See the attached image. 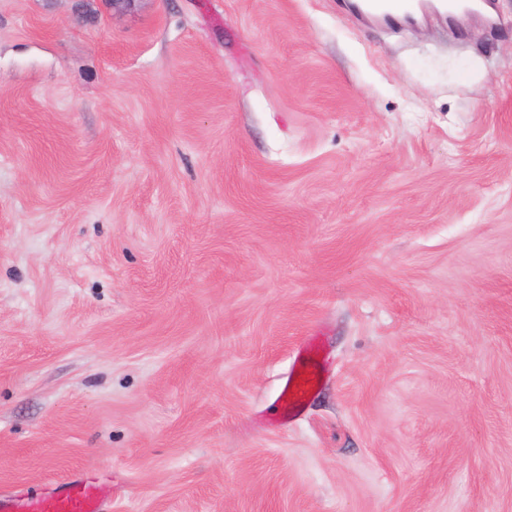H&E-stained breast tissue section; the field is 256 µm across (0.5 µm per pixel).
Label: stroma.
Returning <instances> with one entry per match:
<instances>
[{
  "mask_svg": "<svg viewBox=\"0 0 512 512\" xmlns=\"http://www.w3.org/2000/svg\"><path fill=\"white\" fill-rule=\"evenodd\" d=\"M350 3L0 0V494L512 512V0ZM414 0H363L361 11L373 17H381L388 23L395 24L409 17L415 7ZM313 348V345L309 343L296 355L290 375L281 394L284 408L287 412L288 410L294 411L298 409L317 382L318 371Z\"/></svg>",
  "mask_w": 512,
  "mask_h": 512,
  "instance_id": "stroma-1",
  "label": "stroma"
}]
</instances>
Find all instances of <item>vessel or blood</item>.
Masks as SVG:
<instances>
[{
	"mask_svg": "<svg viewBox=\"0 0 512 512\" xmlns=\"http://www.w3.org/2000/svg\"><path fill=\"white\" fill-rule=\"evenodd\" d=\"M413 0H362L366 15L381 17L388 23L404 21L414 9ZM318 378L312 347L297 354L282 390L286 410L298 409L314 388ZM112 499V488L92 482H72L51 495L27 494L0 496V512H104Z\"/></svg>",
	"mask_w": 512,
	"mask_h": 512,
	"instance_id": "1",
	"label": "vessel or blood"
}]
</instances>
